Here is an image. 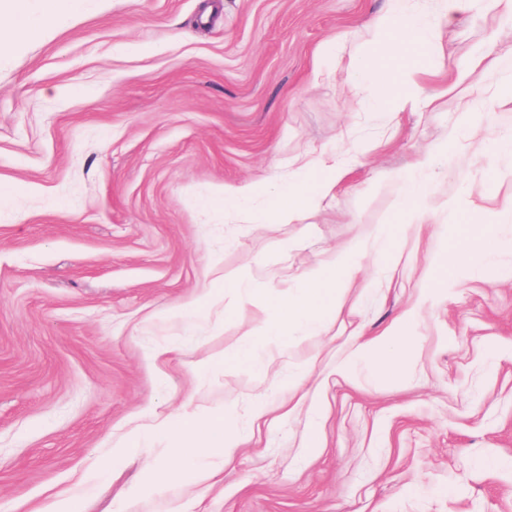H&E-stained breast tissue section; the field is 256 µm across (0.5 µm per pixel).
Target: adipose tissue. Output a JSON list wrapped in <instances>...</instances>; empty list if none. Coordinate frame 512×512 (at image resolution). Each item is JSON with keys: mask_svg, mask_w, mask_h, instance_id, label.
<instances>
[{"mask_svg": "<svg viewBox=\"0 0 512 512\" xmlns=\"http://www.w3.org/2000/svg\"><path fill=\"white\" fill-rule=\"evenodd\" d=\"M474 2L435 0L434 16L429 19L413 0H388L386 8L375 16L373 28L386 54L396 56L413 45L428 47L439 26L455 24L470 11ZM83 8L84 0H0V54L9 53L17 38L40 35L46 23L61 12L76 15ZM333 187L332 181L321 180L286 191L273 202L276 218L286 222L297 219L305 207L319 196L330 193ZM365 256L360 240H353L337 250L327 266L310 269L297 295L275 294L266 335L281 340L294 335L321 334L328 315L326 306L319 301L320 295L325 291L340 295L351 288ZM417 317V311H408L401 322L387 332L359 337L352 359L344 368L345 374H356L358 362L365 361L371 365L378 381L397 383L403 372V358L414 350L405 329ZM149 430L154 435L175 436L180 454L193 464L189 472L163 463L147 468L143 485L149 489L192 483L203 473L212 477L221 475L233 464L243 444L238 427L221 419L200 425L165 416L155 419Z\"/></svg>", "mask_w": 512, "mask_h": 512, "instance_id": "obj_1", "label": "adipose tissue"}]
</instances>
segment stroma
Listing matches in <instances>:
<instances>
[{"label":"stroma","mask_w":512,"mask_h":512,"mask_svg":"<svg viewBox=\"0 0 512 512\" xmlns=\"http://www.w3.org/2000/svg\"><path fill=\"white\" fill-rule=\"evenodd\" d=\"M208 2L89 0L0 56V182L18 190L0 208V512L58 494L77 512H512V149L485 147L512 133V16L472 10L391 60L393 98H435L396 113L343 92L381 60L385 0ZM302 155L335 188L257 223ZM357 237L366 268L326 331L259 335L270 290ZM454 249L460 279L434 291ZM242 281L249 304L209 308ZM417 305L396 385L343 375L358 335ZM302 373L283 414L272 381ZM156 414L232 416L246 442L222 482L130 500L151 459L111 445Z\"/></svg>","instance_id":"1"}]
</instances>
